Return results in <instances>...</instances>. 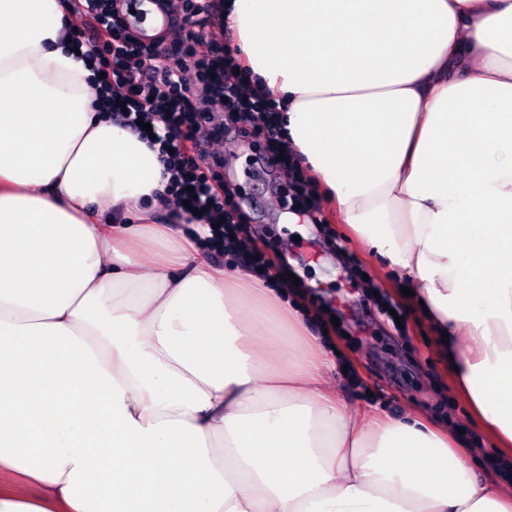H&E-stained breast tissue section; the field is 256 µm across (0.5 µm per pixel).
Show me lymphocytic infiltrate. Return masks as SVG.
I'll return each instance as SVG.
<instances>
[{"instance_id": "f902f5d3", "label": "lymphocytic infiltrate", "mask_w": 512, "mask_h": 512, "mask_svg": "<svg viewBox=\"0 0 512 512\" xmlns=\"http://www.w3.org/2000/svg\"><path fill=\"white\" fill-rule=\"evenodd\" d=\"M85 8L92 23L81 38L98 60L100 97L121 125L142 133L165 154L170 207L179 216H197L212 225L206 241L210 249L236 254L244 266L268 267L263 253L237 250L246 203L225 200L223 163L209 144L239 134L244 126L258 127L267 142V164L288 171L279 157L281 130L272 121L278 104L247 93L229 75L231 53L213 40L214 27L223 22L217 0H183L181 9L170 13V26L179 36L165 47L139 40L125 18L124 0H85ZM191 54L197 60L188 68L182 59ZM144 123L150 131H141Z\"/></svg>"}]
</instances>
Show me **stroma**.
<instances>
[{
    "label": "stroma",
    "mask_w": 512,
    "mask_h": 512,
    "mask_svg": "<svg viewBox=\"0 0 512 512\" xmlns=\"http://www.w3.org/2000/svg\"><path fill=\"white\" fill-rule=\"evenodd\" d=\"M210 149L224 157L225 183L248 195L249 238L272 261V279L297 276L305 304L329 326L348 366L329 382L349 412L415 413L433 423L448 417L465 439H477L480 431L451 374L400 293L402 279L350 235L330 206L319 205L317 223H289L297 208L287 179L258 162L266 152L263 137L214 142ZM353 267L366 280L352 278Z\"/></svg>",
    "instance_id": "obj_1"
}]
</instances>
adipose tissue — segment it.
I'll use <instances>...</instances> for the list:
<instances>
[{"label": "adipose tissue", "instance_id": "obj_1", "mask_svg": "<svg viewBox=\"0 0 512 512\" xmlns=\"http://www.w3.org/2000/svg\"><path fill=\"white\" fill-rule=\"evenodd\" d=\"M220 8L287 147L508 453L512 0ZM92 83L60 0H0V512H512L448 428L350 414L298 308L244 320L256 275L154 252L158 153Z\"/></svg>", "mask_w": 512, "mask_h": 512}]
</instances>
